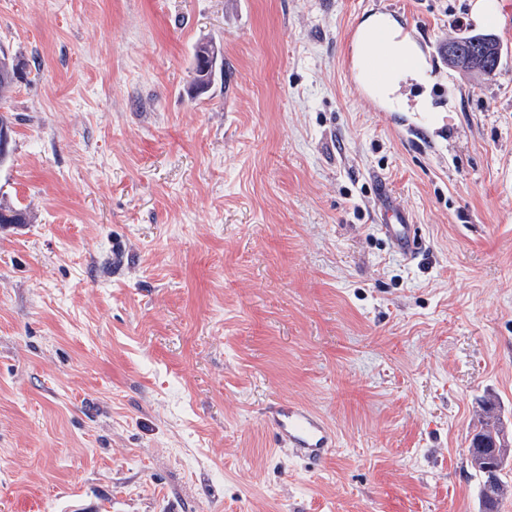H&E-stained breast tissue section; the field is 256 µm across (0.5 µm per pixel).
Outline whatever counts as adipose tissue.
I'll return each instance as SVG.
<instances>
[{"mask_svg": "<svg viewBox=\"0 0 512 512\" xmlns=\"http://www.w3.org/2000/svg\"><path fill=\"white\" fill-rule=\"evenodd\" d=\"M382 65L381 78L373 84V96L395 102L398 84L404 75L425 77V61L416 43L401 36L396 22L387 15L368 16L356 41V67L361 78H368L375 65Z\"/></svg>", "mask_w": 512, "mask_h": 512, "instance_id": "ef3b65f1", "label": "adipose tissue"}]
</instances>
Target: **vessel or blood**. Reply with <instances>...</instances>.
<instances>
[{
    "label": "vessel or blood",
    "instance_id": "obj_1",
    "mask_svg": "<svg viewBox=\"0 0 512 512\" xmlns=\"http://www.w3.org/2000/svg\"><path fill=\"white\" fill-rule=\"evenodd\" d=\"M380 222L384 234L401 253L408 256L415 253L418 241L409 219L386 193L381 196ZM265 417L279 445L300 458L319 461L336 444L333 429L307 408L278 402L266 409Z\"/></svg>",
    "mask_w": 512,
    "mask_h": 512
}]
</instances>
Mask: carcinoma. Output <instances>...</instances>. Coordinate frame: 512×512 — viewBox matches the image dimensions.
Returning a JSON list of instances; mask_svg holds the SVG:
<instances>
[{
	"instance_id": "obj_1",
	"label": "carcinoma",
	"mask_w": 512,
	"mask_h": 512,
	"mask_svg": "<svg viewBox=\"0 0 512 512\" xmlns=\"http://www.w3.org/2000/svg\"><path fill=\"white\" fill-rule=\"evenodd\" d=\"M450 44L461 50L463 56H472L476 63L470 70L480 74L485 73L483 62L493 61L500 63L501 45L496 35L492 33H475L460 39H453ZM215 53V46L209 40L200 41L194 51L193 84L197 91L207 89L213 81L212 72L205 71L206 64L211 55ZM19 69L7 55L0 56V125L12 126L10 93L18 82ZM26 222L25 214L8 204L0 203V224H23ZM490 412L489 421L479 431L475 432L469 440L468 459L474 470L481 489V512H500L501 500L504 491V477L512 466H504L494 475L486 472V459H474V454L481 451L489 452V447L500 442L504 432L500 419L496 414V405L488 402Z\"/></svg>"
}]
</instances>
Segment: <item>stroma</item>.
Instances as JSON below:
<instances>
[{"mask_svg":"<svg viewBox=\"0 0 512 512\" xmlns=\"http://www.w3.org/2000/svg\"><path fill=\"white\" fill-rule=\"evenodd\" d=\"M490 78L470 0H0L25 75L0 200V512H480L465 448L512 437V0ZM385 13L429 80L379 111ZM212 40L230 82L191 97ZM434 111L416 113L421 96ZM421 244L377 228L376 176ZM274 402L320 414L311 465ZM448 44L457 45L458 49L461 50L463 56H472L478 62L474 63L472 67L460 66L455 58L445 56L448 61V65L452 67H460L467 70L476 71L480 74L492 76L495 73L496 66H492L491 63H487L485 70L482 62L494 61L497 63V68L500 63L501 56V45L496 35L492 33H475L460 39H453L448 41ZM496 56V58H494ZM268 426L278 444L294 455L316 462L336 444V435L317 413L286 402H278L265 411Z\"/></svg>","mask_w":512,"mask_h":512,"instance_id":"1","label":"stroma"}]
</instances>
